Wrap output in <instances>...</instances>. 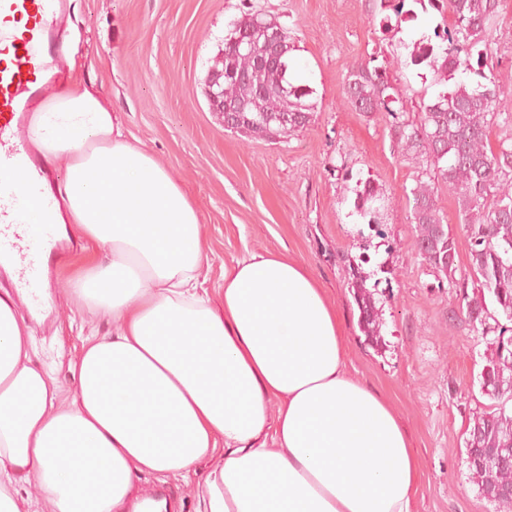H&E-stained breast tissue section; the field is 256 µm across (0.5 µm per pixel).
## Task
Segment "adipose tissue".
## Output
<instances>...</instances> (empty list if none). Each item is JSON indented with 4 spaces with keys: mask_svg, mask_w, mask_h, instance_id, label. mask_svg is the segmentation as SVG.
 Segmentation results:
<instances>
[{
    "mask_svg": "<svg viewBox=\"0 0 512 512\" xmlns=\"http://www.w3.org/2000/svg\"><path fill=\"white\" fill-rule=\"evenodd\" d=\"M31 146L65 167L55 221L93 251L71 298L112 317L62 396L0 293V512L32 481L52 512H122L138 482L196 474V512H412L418 464L391 407L349 374L336 309L281 254L201 291L208 245L182 184L93 89L44 95Z\"/></svg>",
    "mask_w": 512,
    "mask_h": 512,
    "instance_id": "adipose-tissue-1",
    "label": "adipose tissue"
}]
</instances>
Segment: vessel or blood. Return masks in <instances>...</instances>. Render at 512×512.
<instances>
[{"label": "vessel or blood", "mask_w": 512, "mask_h": 512, "mask_svg": "<svg viewBox=\"0 0 512 512\" xmlns=\"http://www.w3.org/2000/svg\"><path fill=\"white\" fill-rule=\"evenodd\" d=\"M66 0H0V264H13L17 288L33 309L46 301L44 269L54 255V201L41 176L29 173L25 187L15 176L28 171V132L22 114L40 74L59 65L54 21Z\"/></svg>", "instance_id": "1"}]
</instances>
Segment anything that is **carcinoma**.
Wrapping results in <instances>:
<instances>
[{"label":"carcinoma","mask_w":512,"mask_h":512,"mask_svg":"<svg viewBox=\"0 0 512 512\" xmlns=\"http://www.w3.org/2000/svg\"><path fill=\"white\" fill-rule=\"evenodd\" d=\"M428 3L448 14L449 23L434 29L410 45L403 65L433 72L445 90L420 100L417 116L409 117L401 107L386 68L377 64L379 51L353 69L345 84L346 101L358 112H382L392 118L398 143L405 154L422 164L421 175L406 192L415 224L414 247L422 262L441 281L472 286V294L461 295L458 311L472 327L491 331L495 319L487 305L512 320V90L496 78L489 64V46L499 0H414ZM406 0H381V9L391 10L396 26L416 18L405 8ZM271 23L266 15L248 13L231 23L224 49L213 68L224 71V103L235 111L224 113V128L251 138H281L309 125L316 104L307 100L313 90L295 82L293 56L285 67L260 66L255 55L231 45L243 32L259 37L261 26ZM473 74L467 81L458 74ZM498 128L496 144L490 131ZM455 196L463 231L470 242L467 277L456 279L458 243L444 224L438 206L439 186ZM354 213L371 227L383 224L386 196L369 181H356ZM367 278L352 282L358 306L360 331L372 345L381 342L379 308L366 288ZM495 358L484 366L481 389L498 401L490 411L473 416L466 454L474 447L501 448L502 456L485 465L467 464L470 478L494 512H512V497L497 489L512 485V336L495 340Z\"/></svg>","instance_id":"obj_1"}]
</instances>
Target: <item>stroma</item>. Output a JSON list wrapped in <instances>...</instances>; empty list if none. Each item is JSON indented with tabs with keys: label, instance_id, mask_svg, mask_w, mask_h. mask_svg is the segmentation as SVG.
<instances>
[{
	"label": "stroma",
	"instance_id": "35a3bbf8",
	"mask_svg": "<svg viewBox=\"0 0 512 512\" xmlns=\"http://www.w3.org/2000/svg\"><path fill=\"white\" fill-rule=\"evenodd\" d=\"M261 12L288 29L314 120L276 140L224 128L211 112L205 81L234 19ZM378 0H67L57 27L81 68L64 89L94 83L120 113L128 138L165 165L196 202L209 245L202 273L220 287L226 267L250 254H285L305 265L335 306L349 373L393 408L417 454L421 477L414 512H493L464 463L474 414L493 401L480 374L493 347L488 336L454 314L456 291L439 286L414 246L404 190L418 168L405 156L388 117L351 108L350 70L384 48L407 113L438 88L405 67L406 44L432 33L442 18L419 12L395 32L380 26ZM495 72L512 88V0H500L490 47ZM383 189L381 231L353 215L356 180ZM89 252L83 239L50 265L53 302L42 318L17 299L32 335L33 360L62 394L77 382L70 366L86 337L112 333L111 318L77 307L67 275ZM377 281L382 342L367 344L349 288L352 267ZM142 493L163 492L165 512H196L195 480L144 476Z\"/></svg>",
	"mask_w": 512,
	"mask_h": 512
}]
</instances>
